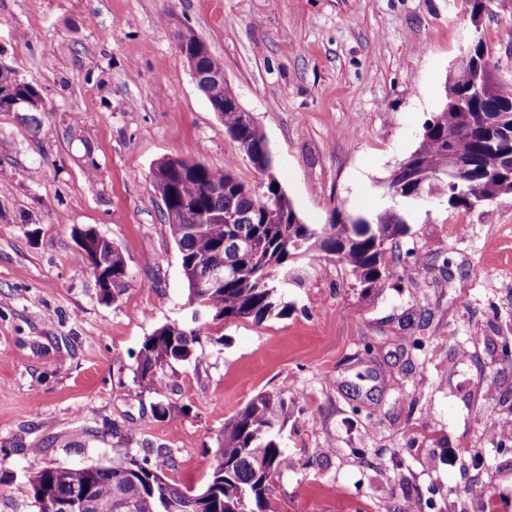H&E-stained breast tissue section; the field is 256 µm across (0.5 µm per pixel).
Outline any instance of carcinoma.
Instances as JSON below:
<instances>
[{"instance_id":"cac0c4a2","label":"carcinoma","mask_w":512,"mask_h":512,"mask_svg":"<svg viewBox=\"0 0 512 512\" xmlns=\"http://www.w3.org/2000/svg\"><path fill=\"white\" fill-rule=\"evenodd\" d=\"M180 50L199 59L206 72H222L223 64L192 35L180 37ZM481 66L459 69L448 87L447 98L464 102L465 110L451 104L434 113L423 125L419 146L384 183L392 206L374 217L342 216L314 227L297 213L274 172L266 171L267 144L249 113L231 103L224 85L212 84L204 93L221 112L227 135L261 175L253 185L232 168L212 169L188 160L157 164L155 191L170 196L168 233L178 248L189 301H198L213 319H250L256 324L283 316L288 305L279 289L295 274L291 263L299 256L336 257L356 284L382 288L399 277L387 259L396 241L409 232L416 205L436 197L453 209H474L512 194V82L499 79L482 42L470 48ZM41 104L37 89L0 64V112H35ZM469 163L466 193L448 192V175L460 159ZM209 214L207 223L190 231V216ZM79 262L92 270L102 299H115L126 289L128 273L123 253L94 230L77 232ZM251 242L243 255L234 240ZM222 263L224 283L195 287L199 265ZM200 331L176 324L157 328L143 341L137 356L135 379L158 390L160 373L173 362H189L195 355ZM291 418L288 400L277 392H261L240 409L224 428L209 458V479L198 491L183 490L169 482L170 451L140 455L131 448L107 463L81 467L39 466L28 483L38 512L69 497L80 501V512H277L273 482L294 466L281 446V435Z\"/></svg>"}]
</instances>
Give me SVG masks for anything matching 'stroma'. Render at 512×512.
<instances>
[{
  "label": "stroma",
  "instance_id": "35a3bbf8",
  "mask_svg": "<svg viewBox=\"0 0 512 512\" xmlns=\"http://www.w3.org/2000/svg\"><path fill=\"white\" fill-rule=\"evenodd\" d=\"M486 5L476 27L467 0H0V63L42 99L0 112V512H38L32 464L112 460L129 427L199 489L218 435L263 391L294 410L278 512H512V453L488 455L489 425L512 419V195L416 207L388 254L398 288L298 257L287 315L258 325L195 316L150 180L168 156L261 179L180 51L191 34L223 61L304 223L384 210L467 47L483 41L512 79V0ZM88 228L126 259L116 300L76 262ZM167 323L199 329L198 359L153 393L135 355Z\"/></svg>",
  "mask_w": 512,
  "mask_h": 512
}]
</instances>
